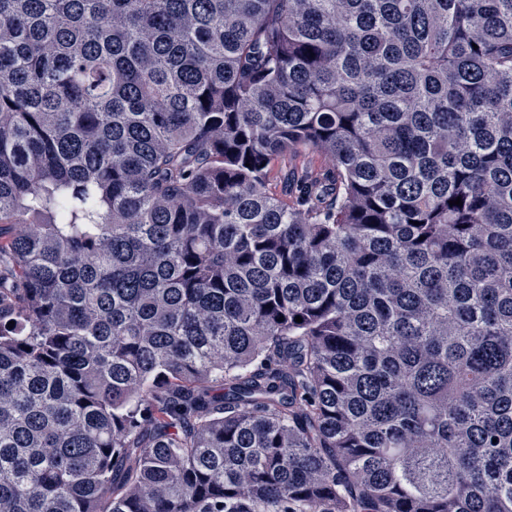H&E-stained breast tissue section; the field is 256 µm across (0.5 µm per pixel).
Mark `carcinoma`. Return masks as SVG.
<instances>
[{
  "mask_svg": "<svg viewBox=\"0 0 512 512\" xmlns=\"http://www.w3.org/2000/svg\"><path fill=\"white\" fill-rule=\"evenodd\" d=\"M4 256L0 512H512V0H0ZM315 175L323 181L333 178L331 164L315 152L306 151L298 156L280 158L269 175L268 188L287 202H295L297 193L293 178Z\"/></svg>",
  "mask_w": 512,
  "mask_h": 512,
  "instance_id": "carcinoma-1",
  "label": "carcinoma"
}]
</instances>
